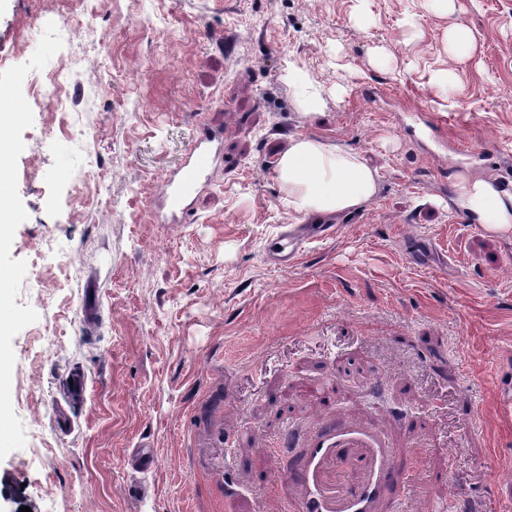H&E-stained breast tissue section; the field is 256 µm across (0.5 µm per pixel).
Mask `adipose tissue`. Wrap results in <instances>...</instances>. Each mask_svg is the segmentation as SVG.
Wrapping results in <instances>:
<instances>
[{
    "instance_id": "adipose-tissue-1",
    "label": "adipose tissue",
    "mask_w": 512,
    "mask_h": 512,
    "mask_svg": "<svg viewBox=\"0 0 512 512\" xmlns=\"http://www.w3.org/2000/svg\"><path fill=\"white\" fill-rule=\"evenodd\" d=\"M289 209L302 215L359 210L378 189V174L357 153L310 136L291 140L277 162ZM453 204L490 233L512 230V192L496 181L455 178Z\"/></svg>"
}]
</instances>
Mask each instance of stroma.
Returning <instances> with one entry per match:
<instances>
[{"instance_id":"1","label":"stroma","mask_w":512,"mask_h":512,"mask_svg":"<svg viewBox=\"0 0 512 512\" xmlns=\"http://www.w3.org/2000/svg\"><path fill=\"white\" fill-rule=\"evenodd\" d=\"M72 22L70 46L50 37ZM452 23L475 34L459 56ZM0 56L24 110L0 225V485L20 505L269 512L272 442L320 417L300 385L329 376L354 416L428 423L412 463L454 481L408 490L407 512L444 494L512 512V231L451 202L459 173L512 189V0H453L447 18L429 0H0ZM290 61L321 87L317 113L302 114ZM62 69L79 102L65 114L35 96L37 75ZM441 70L455 75L445 98ZM203 117L223 156L192 222L161 223V184ZM297 135L359 153L378 191L312 219L330 235L275 264L270 243L305 221L275 171ZM74 371L87 391L68 404ZM142 443L148 473L130 465Z\"/></svg>"}]
</instances>
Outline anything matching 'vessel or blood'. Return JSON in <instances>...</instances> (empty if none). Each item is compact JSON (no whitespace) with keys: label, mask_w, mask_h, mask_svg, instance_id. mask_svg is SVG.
Listing matches in <instances>:
<instances>
[{"label":"vessel or blood","mask_w":512,"mask_h":512,"mask_svg":"<svg viewBox=\"0 0 512 512\" xmlns=\"http://www.w3.org/2000/svg\"><path fill=\"white\" fill-rule=\"evenodd\" d=\"M224 132L199 130L183 165L162 185L163 218L182 224L189 198L207 186ZM399 431L365 418L330 417L302 431L286 427L275 450L281 477L276 512H402L398 498L413 473Z\"/></svg>","instance_id":"vessel-or-blood-1"}]
</instances>
